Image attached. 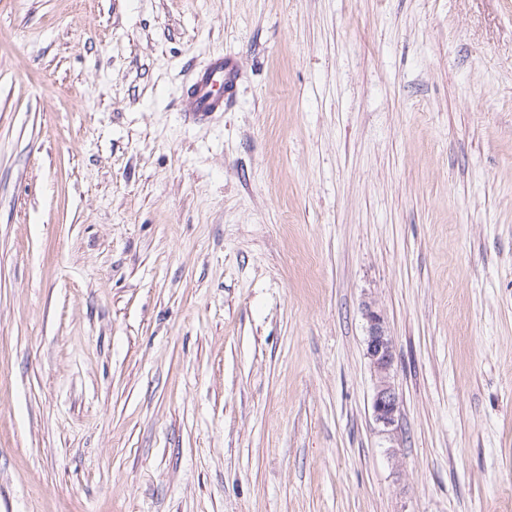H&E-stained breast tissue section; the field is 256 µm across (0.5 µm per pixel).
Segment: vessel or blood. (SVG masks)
I'll return each instance as SVG.
<instances>
[{
  "instance_id": "obj_1",
  "label": "vessel or blood",
  "mask_w": 512,
  "mask_h": 512,
  "mask_svg": "<svg viewBox=\"0 0 512 512\" xmlns=\"http://www.w3.org/2000/svg\"><path fill=\"white\" fill-rule=\"evenodd\" d=\"M236 75L233 62L223 55H212L203 66L195 69L190 78V87L182 101L181 109L196 119L223 111L224 93L231 90Z\"/></svg>"
}]
</instances>
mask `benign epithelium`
<instances>
[{
  "mask_svg": "<svg viewBox=\"0 0 512 512\" xmlns=\"http://www.w3.org/2000/svg\"><path fill=\"white\" fill-rule=\"evenodd\" d=\"M365 317L368 322L366 356L377 379L372 402L373 415L382 431L389 433L398 423L401 408L399 393L392 382L394 341L381 312L374 305H365Z\"/></svg>",
  "mask_w": 512,
  "mask_h": 512,
  "instance_id": "7a95c632",
  "label": "benign epithelium"
}]
</instances>
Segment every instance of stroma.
Here are the masks:
<instances>
[{
	"instance_id": "1",
	"label": "stroma",
	"mask_w": 512,
	"mask_h": 512,
	"mask_svg": "<svg viewBox=\"0 0 512 512\" xmlns=\"http://www.w3.org/2000/svg\"><path fill=\"white\" fill-rule=\"evenodd\" d=\"M0 512H512V0H0ZM236 67L224 59V54H215L203 66L195 69L190 78V87L181 104L182 112L195 119H203L224 109L225 94L232 90ZM365 317L368 322L366 356L377 379L372 402L373 415L382 431L390 433L398 423L401 408L399 393L392 382L394 341L381 312L372 303L365 305Z\"/></svg>"
}]
</instances>
